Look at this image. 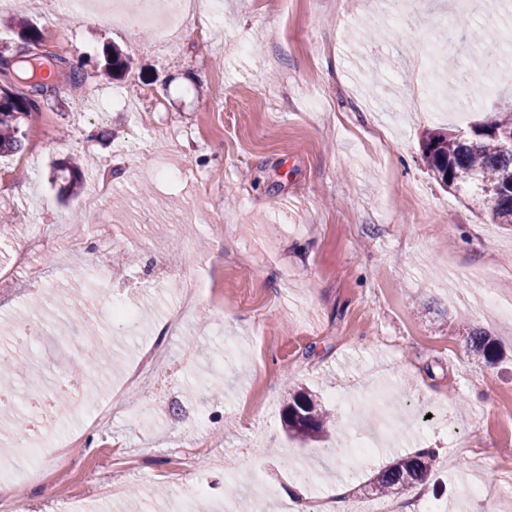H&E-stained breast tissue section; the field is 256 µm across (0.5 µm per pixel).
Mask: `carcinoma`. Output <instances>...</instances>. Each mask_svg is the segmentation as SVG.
Returning a JSON list of instances; mask_svg holds the SVG:
<instances>
[{
  "instance_id": "carcinoma-1",
  "label": "carcinoma",
  "mask_w": 512,
  "mask_h": 512,
  "mask_svg": "<svg viewBox=\"0 0 512 512\" xmlns=\"http://www.w3.org/2000/svg\"><path fill=\"white\" fill-rule=\"evenodd\" d=\"M128 63L116 50L104 73L116 76ZM48 77L31 74L26 91L0 86V156H12L23 147L21 121L48 91ZM512 108L496 112L481 123L462 130L437 127L425 132L422 160L437 181L467 197L471 209L487 224H512ZM471 347L486 364L498 358L494 344L479 331L470 334ZM332 413L317 409L313 396L299 393L288 400L282 425L287 435L304 442L317 438L332 423ZM433 456L415 452L393 458L374 471L368 484L371 496L392 495L415 489L427 476Z\"/></svg>"
}]
</instances>
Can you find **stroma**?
<instances>
[{
    "label": "stroma",
    "instance_id": "stroma-1",
    "mask_svg": "<svg viewBox=\"0 0 512 512\" xmlns=\"http://www.w3.org/2000/svg\"><path fill=\"white\" fill-rule=\"evenodd\" d=\"M449 2L426 0L394 22L363 0H293L284 16L224 0L220 27L188 24L167 42L62 24L57 0L7 11L40 31L34 54L80 64L83 80L58 76L22 122V151L0 160V266L65 224L86 252L111 244L126 269L112 282L86 272L77 289L83 255L65 273L46 253L37 274L0 278V335L45 327L23 378L83 382L52 439L82 431L95 405L119 408L63 467L17 452L24 407L0 413L10 512H126L131 501L140 512H281L286 459L316 472L300 494L314 512L345 484L362 497L372 468L421 448L435 451L427 494L443 512H512V483L475 453L488 440L512 463V320L501 314L512 304V228L484 223L422 161L428 129L463 130L512 105V70L478 99L457 87L443 110L412 91L426 77L420 58L464 64L463 22L500 37L512 15L488 0L466 19ZM114 50L131 68L107 81L100 70ZM83 86L136 109L89 110ZM157 142L177 178L158 175ZM75 164L84 182L73 189L58 170ZM107 166L112 193L91 207ZM145 185L152 224L135 221ZM218 260L214 294L166 335L180 281ZM91 300L125 302L139 320L126 329L87 319ZM476 328L503 350L498 365L475 359ZM88 335L111 349L108 382L87 364ZM155 342L168 360L127 399L124 379ZM302 388L339 418L305 445L281 426L286 396ZM360 435L378 443L364 461L352 447ZM476 469L483 494L460 497ZM199 483L207 499L194 495Z\"/></svg>",
    "mask_w": 512,
    "mask_h": 512
}]
</instances>
